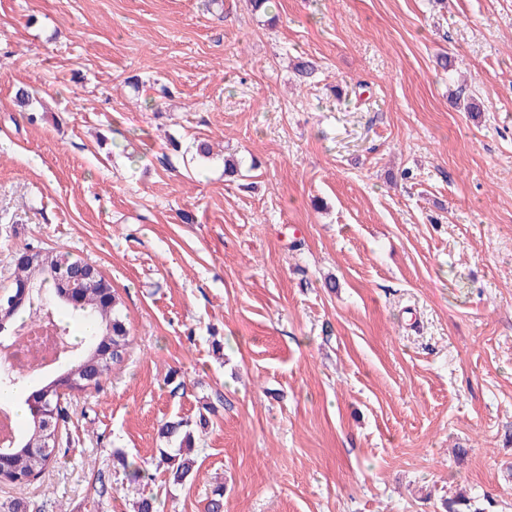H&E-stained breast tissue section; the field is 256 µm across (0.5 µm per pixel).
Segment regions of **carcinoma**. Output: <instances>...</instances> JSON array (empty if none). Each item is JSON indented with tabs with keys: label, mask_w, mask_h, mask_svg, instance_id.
Here are the masks:
<instances>
[{
	"label": "carcinoma",
	"mask_w": 512,
	"mask_h": 512,
	"mask_svg": "<svg viewBox=\"0 0 512 512\" xmlns=\"http://www.w3.org/2000/svg\"><path fill=\"white\" fill-rule=\"evenodd\" d=\"M88 263L70 252L47 250L41 247L24 252L13 264L12 288L0 298V335L9 337L24 320L56 311L63 305L68 317L59 320L64 336L81 328L79 350L72 360L49 371L40 387L29 395L30 419L15 440L3 445L7 467L0 470V482L18 489L36 478L58 452V427H46L40 409L48 406L57 414H66L61 406L62 389L83 391L98 386L123 362L129 345L123 315V303L112 284L101 273L85 272ZM23 381L16 371L0 374V391L21 392ZM188 422L180 419L164 424L161 434L179 442L173 452L161 451V461L170 468L173 481L190 476L192 439L186 430Z\"/></svg>",
	"instance_id": "obj_1"
}]
</instances>
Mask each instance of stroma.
I'll list each match as a JSON object with an SVG mask.
<instances>
[{"instance_id": "1", "label": "stroma", "mask_w": 512, "mask_h": 512, "mask_svg": "<svg viewBox=\"0 0 512 512\" xmlns=\"http://www.w3.org/2000/svg\"><path fill=\"white\" fill-rule=\"evenodd\" d=\"M29 246L129 346L0 512H512V0H0V289ZM188 422L183 419L169 421L164 424L161 430L163 437L169 440H179V447L174 448L173 454L162 449L161 461L170 468L173 481L176 483L184 481L190 476L194 461L190 458L192 439L189 430H184Z\"/></svg>"}]
</instances>
